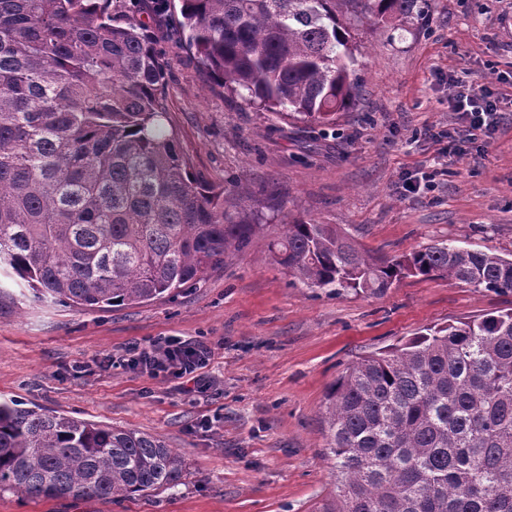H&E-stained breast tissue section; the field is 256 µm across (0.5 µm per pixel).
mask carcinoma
<instances>
[{"label": "carcinoma", "mask_w": 512, "mask_h": 512, "mask_svg": "<svg viewBox=\"0 0 512 512\" xmlns=\"http://www.w3.org/2000/svg\"><path fill=\"white\" fill-rule=\"evenodd\" d=\"M415 0H180L181 37L230 93L331 124L355 105L341 16L413 18ZM166 64L111 0H0V276L85 311L171 298L263 233L189 167ZM293 282L382 293L407 276L512 292V257L429 244L369 255L334 224L270 240ZM323 418L335 487L319 512H512V310L428 327L359 359ZM152 434L0 398V492L121 500L172 489Z\"/></svg>", "instance_id": "cac0c4a2"}]
</instances>
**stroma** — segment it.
Here are the masks:
<instances>
[{
	"instance_id": "stroma-1",
	"label": "stroma",
	"mask_w": 512,
	"mask_h": 512,
	"mask_svg": "<svg viewBox=\"0 0 512 512\" xmlns=\"http://www.w3.org/2000/svg\"><path fill=\"white\" fill-rule=\"evenodd\" d=\"M149 0L120 16L146 26L167 61L166 105L194 172L233 192L266 226L223 267L171 299L81 311L0 280V396L162 438L187 464L182 484L120 501L0 494V512H319L332 489L322 419L350 363L422 329L512 309L496 293L409 276L375 295L291 284L267 244L299 218L333 224L374 256L434 242L512 252V112L493 139L438 162L456 117L448 84L487 83L512 103V15L498 0H417L414 17L351 20L355 106L331 125L278 118L216 84L182 45L179 6ZM434 173L432 188L404 182ZM160 336L213 354L215 385L193 397L108 357Z\"/></svg>"
}]
</instances>
